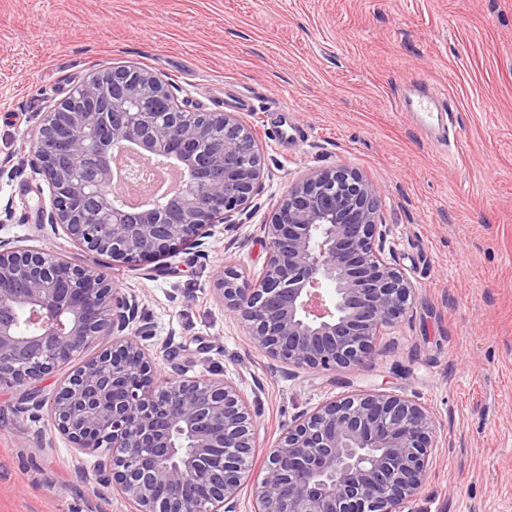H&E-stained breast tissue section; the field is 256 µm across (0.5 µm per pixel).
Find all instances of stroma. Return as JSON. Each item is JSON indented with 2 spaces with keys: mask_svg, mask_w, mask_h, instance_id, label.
I'll return each instance as SVG.
<instances>
[{
  "mask_svg": "<svg viewBox=\"0 0 512 512\" xmlns=\"http://www.w3.org/2000/svg\"><path fill=\"white\" fill-rule=\"evenodd\" d=\"M148 68L204 112H232L263 150L255 212L154 278L104 263L39 223L27 165L42 114L91 69ZM435 84L458 107L457 143L428 141L396 93ZM288 108L307 136L273 139L266 111ZM347 165L382 191L393 260L415 299L357 371L303 370L253 347L212 295L223 260L250 278L260 229L290 181ZM0 224L10 247L54 249L135 295L158 383L232 381L264 451L321 403L371 385L422 403L438 446L416 512H512V0H0ZM60 367L0 386V512H133L52 426Z\"/></svg>",
  "mask_w": 512,
  "mask_h": 512,
  "instance_id": "1",
  "label": "stroma"
}]
</instances>
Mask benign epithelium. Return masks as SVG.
I'll use <instances>...</instances> for the list:
<instances>
[{"mask_svg": "<svg viewBox=\"0 0 512 512\" xmlns=\"http://www.w3.org/2000/svg\"><path fill=\"white\" fill-rule=\"evenodd\" d=\"M134 144L179 173L178 188L143 211L118 203L112 160ZM38 220L83 249L128 266L198 246L214 224H242L262 156L233 112H199L140 66L94 69L44 113L32 138ZM380 188L335 165L292 181L262 225L259 276L218 271L213 296L253 346L296 369L358 370L407 313L415 287L385 252ZM137 298L49 249L0 244V384L23 386L112 344L73 370L49 402L76 449L108 448L106 482L136 512H236L253 480L254 512H406L433 466L436 417L386 390L326 401L288 425L252 479L256 420L220 378L154 383L134 327ZM224 454L215 457L213 449Z\"/></svg>", "mask_w": 512, "mask_h": 512, "instance_id": "1", "label": "benign epithelium"}]
</instances>
